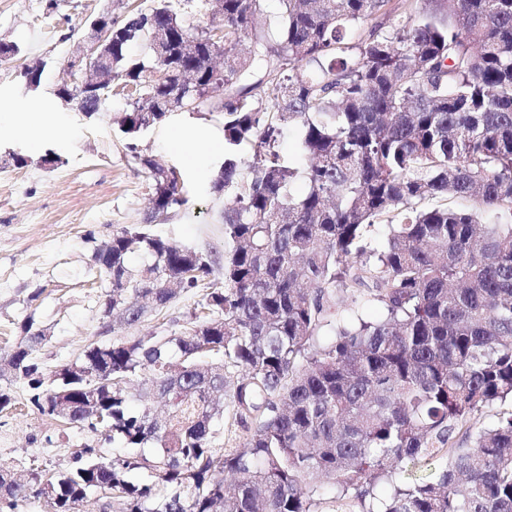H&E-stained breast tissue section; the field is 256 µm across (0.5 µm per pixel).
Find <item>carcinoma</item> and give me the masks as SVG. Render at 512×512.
<instances>
[{
  "label": "carcinoma",
  "mask_w": 512,
  "mask_h": 512,
  "mask_svg": "<svg viewBox=\"0 0 512 512\" xmlns=\"http://www.w3.org/2000/svg\"><path fill=\"white\" fill-rule=\"evenodd\" d=\"M184 2L117 23L112 81L137 96L126 134L165 118L187 75L179 111L222 115L210 188L229 199L224 282L171 334L93 343L49 380L32 360L46 332L28 319L9 366L32 404L97 420L137 452L87 448L78 467L22 481L1 471L0 496L11 508L42 498L48 512L103 488L115 512H315L327 484L359 512H512V409L479 425L512 403V0H414L416 19L390 26L378 21L390 0H278L269 37L257 33L265 0H223L204 26L186 22ZM154 31L159 47L131 55ZM70 96L87 114L103 101ZM291 124L300 167L274 150ZM141 163L147 223L95 255L112 285L102 307L121 326L213 272L150 231L188 199L175 170ZM378 223L390 228L380 245ZM338 289L349 304L332 313ZM227 411L246 433L238 448L213 446ZM439 453L443 470L404 478ZM136 471L150 483L130 481Z\"/></svg>",
  "instance_id": "obj_1"
}]
</instances>
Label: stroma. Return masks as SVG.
Returning <instances> with one entry per match:
<instances>
[{
    "mask_svg": "<svg viewBox=\"0 0 512 512\" xmlns=\"http://www.w3.org/2000/svg\"><path fill=\"white\" fill-rule=\"evenodd\" d=\"M152 5L153 0H58L50 12L46 0H0V42L23 50L12 63L0 65V359L20 340L25 320L34 318L48 339L33 357L48 377L75 362L90 343L170 333L203 300L204 288L185 289L136 326L103 324L108 281L95 251L113 234L145 223L152 179L142 158L175 169L187 190V204L153 225V232L209 254L213 281L223 279L226 200L211 192L210 180L224 159L197 165L188 159V146L169 141L184 125L196 130L200 145L222 139L221 116L172 112L128 138L120 122L132 98L120 85H113L100 110L90 115L55 97L59 84L80 82L69 63L92 18L109 11L121 19L131 8ZM35 61L44 65L42 81L28 91L19 72ZM44 98L53 101L52 130L35 150L32 129L14 125L10 111ZM16 155L25 158L24 167L14 165ZM0 389L13 400L12 408L0 412V467L14 476L34 467L68 470L87 447L108 459L124 455L102 428L41 414L26 381L6 376Z\"/></svg>",
    "mask_w": 512,
    "mask_h": 512,
    "instance_id": "obj_1",
    "label": "stroma"
}]
</instances>
